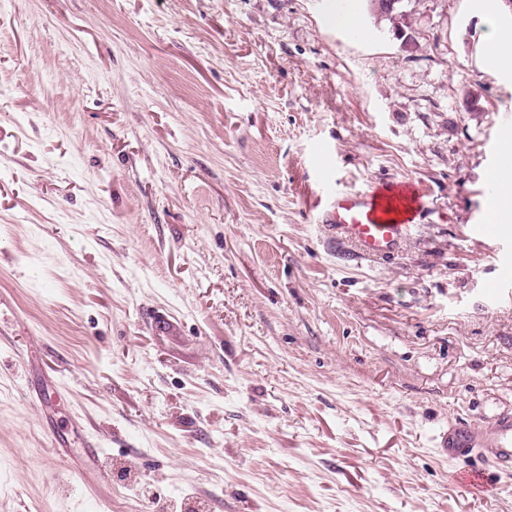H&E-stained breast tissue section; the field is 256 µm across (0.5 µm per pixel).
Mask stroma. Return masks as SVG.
<instances>
[{
  "label": "stroma",
  "mask_w": 512,
  "mask_h": 512,
  "mask_svg": "<svg viewBox=\"0 0 512 512\" xmlns=\"http://www.w3.org/2000/svg\"><path fill=\"white\" fill-rule=\"evenodd\" d=\"M0 0V512H512L438 453L512 413V223L480 230L512 135L483 72L507 0ZM410 179L399 254L316 219ZM169 318L156 329L153 312ZM94 442L103 482L60 448ZM351 7L355 8L358 11V2H365L364 8L373 15L376 19L387 20L392 23L393 28L397 29L395 26L396 20L406 16L403 14L402 10V2L404 0H398L396 3L394 0L388 2L387 4L390 7L383 8L380 5H377V1L380 0H349ZM336 9L331 13L330 20L333 25L338 28H342L344 30L349 31H359L361 30L360 20L357 13L343 0H336ZM395 3V4H394ZM394 5V6H393Z\"/></svg>",
  "instance_id": "35a3bbf8"
}]
</instances>
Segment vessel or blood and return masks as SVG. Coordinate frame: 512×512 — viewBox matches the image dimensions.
Segmentation results:
<instances>
[{
    "label": "vessel or blood",
    "instance_id": "vessel-or-blood-1",
    "mask_svg": "<svg viewBox=\"0 0 512 512\" xmlns=\"http://www.w3.org/2000/svg\"><path fill=\"white\" fill-rule=\"evenodd\" d=\"M502 183H512V169H495L493 179L485 183L483 233L494 231V205ZM323 198L318 222L332 239L350 244L360 255L388 258L408 240L420 215L423 192L408 179L387 181L366 191L327 183ZM440 448L448 459L468 460L463 477L472 486L482 487L491 467L512 474V414L502 415L489 431L469 422L456 423L442 435Z\"/></svg>",
    "mask_w": 512,
    "mask_h": 512
}]
</instances>
